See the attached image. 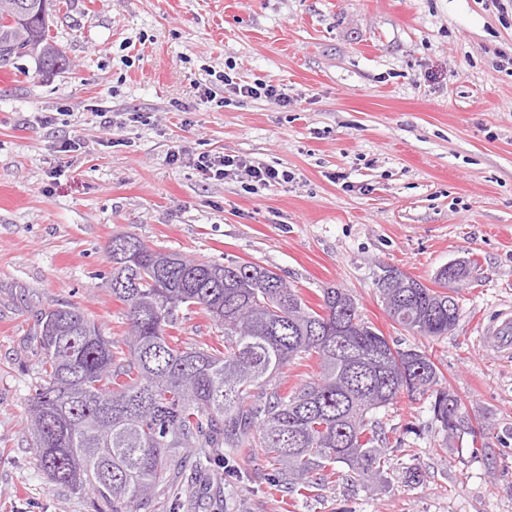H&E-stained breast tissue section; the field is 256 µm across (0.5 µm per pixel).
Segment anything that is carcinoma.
<instances>
[{
  "instance_id": "cac0c4a2",
  "label": "carcinoma",
  "mask_w": 512,
  "mask_h": 512,
  "mask_svg": "<svg viewBox=\"0 0 512 512\" xmlns=\"http://www.w3.org/2000/svg\"><path fill=\"white\" fill-rule=\"evenodd\" d=\"M24 2L32 0H0V41L25 28ZM29 23L51 47L38 72L69 68L48 21ZM105 252L112 297L125 306L127 350L74 304L36 319L41 360L27 423L50 483L90 491L110 512H144L184 472L181 452L191 448L197 469L214 449L266 454L282 482L306 489L336 463L380 482L387 438L372 416L404 394L429 400L447 438L460 436L462 401L443 386L431 356L391 345L345 289H321L314 309L257 263L190 259L124 234ZM381 271L378 296L401 328L438 337L457 325L456 297L416 279L403 287L397 269ZM182 309L220 327L222 347L171 334ZM313 357L319 378L288 389L282 370Z\"/></svg>"
}]
</instances>
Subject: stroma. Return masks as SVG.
<instances>
[{
	"label": "stroma",
	"mask_w": 512,
	"mask_h": 512,
	"mask_svg": "<svg viewBox=\"0 0 512 512\" xmlns=\"http://www.w3.org/2000/svg\"><path fill=\"white\" fill-rule=\"evenodd\" d=\"M52 34L71 62L16 60L0 84V512H96L50 484L26 428L40 310L72 303L122 338L105 246L132 234L188 257L255 262L309 306L346 289L388 340L431 355L480 434L447 439L427 402L376 411L386 483L280 485L272 459L217 450L152 512H512V357L479 345L512 311V8L499 0H66ZM263 82L287 106L203 95L211 72ZM112 111L100 126L96 108ZM142 121H127L130 113ZM74 143L71 152L63 143ZM184 157L172 161L170 148ZM223 154L290 172L261 185ZM470 262L448 335L408 332L375 281L426 286ZM419 468L422 483L406 482ZM197 169L202 172L203 175L207 176L208 179H223L224 174L228 171L225 168L235 167L242 168L255 182L262 183L264 185L274 183H287L291 179L288 171L279 172L278 169L266 166H255L247 164L246 161L234 158H226L220 154H201L198 156L195 162Z\"/></svg>",
	"instance_id": "35a3bbf8"
}]
</instances>
